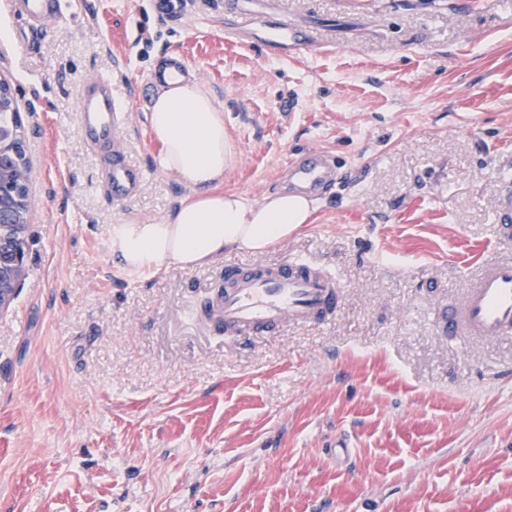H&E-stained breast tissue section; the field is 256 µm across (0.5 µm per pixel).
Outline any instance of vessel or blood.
<instances>
[{"instance_id": "obj_1", "label": "vessel or blood", "mask_w": 512, "mask_h": 512, "mask_svg": "<svg viewBox=\"0 0 512 512\" xmlns=\"http://www.w3.org/2000/svg\"><path fill=\"white\" fill-rule=\"evenodd\" d=\"M12 10L31 30L47 25L62 10V0H10ZM224 38L245 37L270 56L285 59L304 54L314 43L306 31L282 15L250 14L243 0H224ZM182 55L172 54L153 71L157 82L186 75ZM82 134L101 163L107 195L114 200L134 197L144 173L126 158L121 146L128 113L112 88L109 75L101 74L82 87L77 109ZM289 190L317 198L336 179V165L329 155L307 152L290 158ZM500 241L512 240V182L499 185ZM226 286L211 306V313L226 335L271 334L284 325L321 324L336 312L341 284L316 265L289 261L272 269L240 265L224 268ZM439 327L451 336H477L489 341L512 334V260L484 261L460 304L443 310Z\"/></svg>"}]
</instances>
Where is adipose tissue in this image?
Here are the masks:
<instances>
[{
    "label": "adipose tissue",
    "instance_id": "obj_1",
    "mask_svg": "<svg viewBox=\"0 0 512 512\" xmlns=\"http://www.w3.org/2000/svg\"><path fill=\"white\" fill-rule=\"evenodd\" d=\"M147 121L161 150L157 167L177 176L188 194L155 223L116 224L112 255L129 272L194 267L225 252L259 253L309 223L313 203L286 191L256 201L224 191L235 152L214 96L190 79L158 85Z\"/></svg>",
    "mask_w": 512,
    "mask_h": 512
}]
</instances>
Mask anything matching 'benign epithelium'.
I'll list each match as a JSON object with an SVG mask.
<instances>
[{
    "instance_id": "1",
    "label": "benign epithelium",
    "mask_w": 512,
    "mask_h": 512,
    "mask_svg": "<svg viewBox=\"0 0 512 512\" xmlns=\"http://www.w3.org/2000/svg\"><path fill=\"white\" fill-rule=\"evenodd\" d=\"M17 113L18 129L0 127V158L14 155L10 165L0 163V311L18 296L28 273L27 250L13 246L26 240L31 221V161L24 151V123L11 83L0 75V110Z\"/></svg>"
}]
</instances>
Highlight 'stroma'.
<instances>
[{"label":"stroma","mask_w":512,"mask_h":512,"mask_svg":"<svg viewBox=\"0 0 512 512\" xmlns=\"http://www.w3.org/2000/svg\"><path fill=\"white\" fill-rule=\"evenodd\" d=\"M311 31L288 60L224 38V0L179 23L152 0H74L0 73L34 165L29 275L0 313V512H512V337L440 333L494 241L512 175V0H254ZM224 111V188L281 190L287 159L329 152L339 182L259 254L148 277L116 224L186 196L157 169L146 113L170 51ZM109 74L129 111L132 199L100 186L77 92ZM313 261L342 284L322 325L242 341L209 315L224 267ZM349 450L325 452L332 439Z\"/></svg>","instance_id":"35a3bbf8"}]
</instances>
